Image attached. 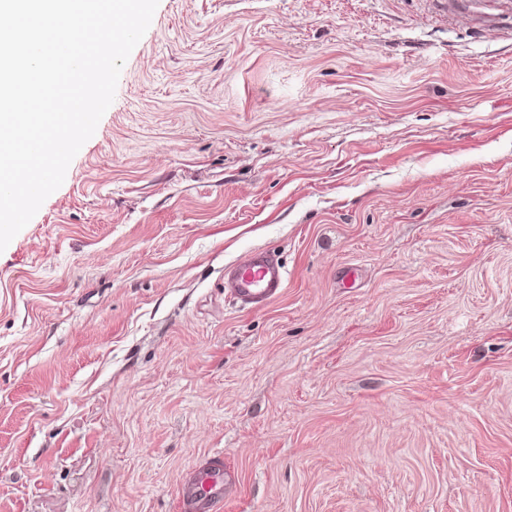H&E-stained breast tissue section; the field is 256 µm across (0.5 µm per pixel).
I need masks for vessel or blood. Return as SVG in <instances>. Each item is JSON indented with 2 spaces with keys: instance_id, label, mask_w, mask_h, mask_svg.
<instances>
[{
  "instance_id": "1",
  "label": "vessel or blood",
  "mask_w": 512,
  "mask_h": 512,
  "mask_svg": "<svg viewBox=\"0 0 512 512\" xmlns=\"http://www.w3.org/2000/svg\"><path fill=\"white\" fill-rule=\"evenodd\" d=\"M286 282L283 266L269 252L249 250L224 268V296L243 308L258 309L279 297ZM233 484L223 458L206 462L183 486L184 512H215Z\"/></svg>"
}]
</instances>
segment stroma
Here are the masks:
<instances>
[{
    "instance_id": "stroma-1",
    "label": "stroma",
    "mask_w": 512,
    "mask_h": 512,
    "mask_svg": "<svg viewBox=\"0 0 512 512\" xmlns=\"http://www.w3.org/2000/svg\"><path fill=\"white\" fill-rule=\"evenodd\" d=\"M217 453L219 512H512V0H160L0 253V512ZM284 267L269 252L249 250L224 267V297L235 305L259 309L285 288Z\"/></svg>"
}]
</instances>
